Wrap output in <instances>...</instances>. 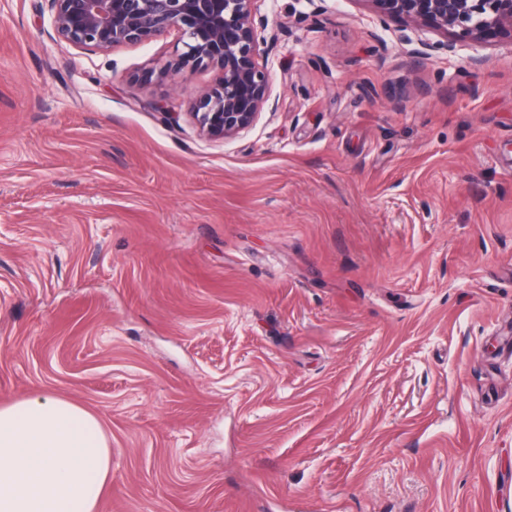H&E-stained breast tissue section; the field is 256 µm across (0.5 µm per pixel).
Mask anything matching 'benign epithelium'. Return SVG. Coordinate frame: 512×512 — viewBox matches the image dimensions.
Listing matches in <instances>:
<instances>
[{
	"label": "benign epithelium",
	"mask_w": 512,
	"mask_h": 512,
	"mask_svg": "<svg viewBox=\"0 0 512 512\" xmlns=\"http://www.w3.org/2000/svg\"><path fill=\"white\" fill-rule=\"evenodd\" d=\"M59 39L86 50L151 41L172 31L186 51L165 64L158 77L212 65L219 83L193 99L190 115L199 131L226 140L251 128L271 97L270 73L259 62L268 49L262 35L268 20L257 15L258 0H48ZM379 23L401 21L446 36L418 40L412 50L427 58L445 50H477L489 38L512 43V0H367Z\"/></svg>",
	"instance_id": "7a95c632"
}]
</instances>
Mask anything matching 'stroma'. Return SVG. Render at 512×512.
Wrapping results in <instances>:
<instances>
[{
	"mask_svg": "<svg viewBox=\"0 0 512 512\" xmlns=\"http://www.w3.org/2000/svg\"><path fill=\"white\" fill-rule=\"evenodd\" d=\"M258 8L271 105L224 141L218 70L153 75L180 34L0 0V405L98 418V512H512V44Z\"/></svg>",
	"mask_w": 512,
	"mask_h": 512,
	"instance_id": "1",
	"label": "stroma"
}]
</instances>
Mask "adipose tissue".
Segmentation results:
<instances>
[{"label":"adipose tissue","mask_w":512,"mask_h":512,"mask_svg":"<svg viewBox=\"0 0 512 512\" xmlns=\"http://www.w3.org/2000/svg\"><path fill=\"white\" fill-rule=\"evenodd\" d=\"M111 470L83 407L51 395L0 406V512H97Z\"/></svg>","instance_id":"1"}]
</instances>
